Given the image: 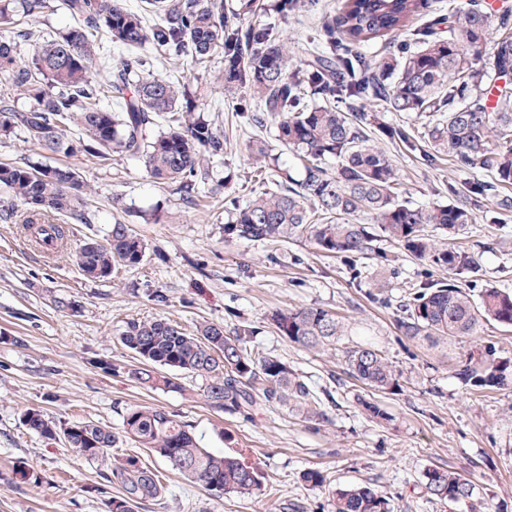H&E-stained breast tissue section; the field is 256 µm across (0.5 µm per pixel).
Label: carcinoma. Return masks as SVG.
<instances>
[{"mask_svg": "<svg viewBox=\"0 0 512 512\" xmlns=\"http://www.w3.org/2000/svg\"><path fill=\"white\" fill-rule=\"evenodd\" d=\"M315 2L275 0L260 8L256 0H239L230 11L224 0H141L135 9L122 0H59L71 24L46 41L37 24L47 0H0V135H20L44 156L141 160L153 182L169 188L179 204L195 208L203 194L234 181V174L221 177L214 169L224 158V129L204 115L191 81L154 71L148 54L194 68L208 67L220 54L222 97L235 102L249 126H275L276 140L292 154V165L285 167L269 145H249L254 170L268 174L274 188L244 203L225 193L232 214L225 235L263 243L302 237L325 253L352 259L373 250L375 225L445 274L409 293L397 319L403 336L436 343L473 336L484 321L512 326V291L489 286L474 300L462 278L480 272L478 259L435 236L474 223L480 208L512 205L501 195L512 185V16L496 17L479 0H465L452 16H436L410 33L408 22L423 0H339L337 23L325 28L324 45L295 64L269 13L286 20L294 8ZM379 39L387 42L384 53H362ZM107 42L122 49L114 64L101 61ZM24 46L32 49L27 62L20 58ZM16 92L25 105L17 104ZM376 102L389 112L426 119L425 156H446L461 169L482 167L493 179L470 182L464 191L450 184V200L427 208L407 200L390 153L371 142L365 127L375 125L390 142H407L409 135L379 122ZM163 120L167 129L147 139L146 131ZM70 126L78 139L65 137ZM0 189L6 193L0 218L18 219L32 242L52 241L56 253L67 246L69 225L91 223L87 186L71 166L1 163ZM18 201L27 205L20 215ZM147 250V242L118 219L106 238L88 239L75 262L86 278L105 281L123 267L140 265ZM270 324L309 351L334 346L348 332L336 313L314 307L276 311ZM252 336L247 325L230 333L206 322L190 333L169 319L152 318L128 321L120 342L137 361L128 375L147 388L180 389L181 377H199L211 404L228 414L249 417L261 404L277 403L305 421H328L303 377L278 357L247 346ZM344 364L375 392L400 388V375L372 344L347 348ZM457 378L476 390L512 386V359L480 347L470 352ZM358 404L377 423L393 421L372 399L360 397ZM22 423L85 460L107 462V481L121 487L108 512H136L165 492L139 457L115 452L119 436L106 426L59 425L32 408ZM122 433L218 496L262 491L256 467L235 454L201 447L176 414L133 407ZM422 477L429 497L467 501L474 512L481 510L483 488L460 472L433 467ZM328 494L329 512H394L388 496L365 484L338 485Z\"/></svg>", "mask_w": 512, "mask_h": 512, "instance_id": "1", "label": "carcinoma"}]
</instances>
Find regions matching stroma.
Returning a JSON list of instances; mask_svg holds the SVG:
<instances>
[{
	"label": "stroma",
	"instance_id": "stroma-1",
	"mask_svg": "<svg viewBox=\"0 0 512 512\" xmlns=\"http://www.w3.org/2000/svg\"><path fill=\"white\" fill-rule=\"evenodd\" d=\"M334 0L291 14L281 30L304 58L319 46ZM202 89L206 110L221 111L230 145L223 170L236 175L240 199L262 191L267 180L253 174L246 145L260 138L274 143V128L249 127L231 103L222 100L204 70L188 71ZM399 170L401 189L416 203L446 200L449 185L490 180L482 168L462 170L442 158L386 143ZM16 136L0 138V163L41 160ZM46 164L74 167L90 190V223L76 224L70 255H45L0 220V512H108L118 492L105 479L107 466L77 458L61 442L45 440L21 423L23 413L40 409L64 423L93 420L120 432L128 409L151 405L189 424L202 447L240 452L263 474L264 490L247 497H215L188 482L163 458L122 439V453L140 457L156 470L165 494L143 502L137 512H327L322 489L307 486L305 470H323L336 485L368 483L389 496L397 512H471L465 503L428 499L420 479L425 469L449 468L469 475L484 489L485 512H512V389L475 393L456 372L474 345L494 346L512 357V327L483 323L477 334L432 346L400 334L397 318L411 288L428 280L429 266L386 240L359 260L326 254L306 239L268 243L224 235L231 215L223 195H208L197 208L177 204L154 183L142 162L114 158L107 163L76 155L43 158ZM122 198L125 212L113 210ZM474 224L458 235L438 232L440 241L475 254L481 265L472 293L492 285L512 290V210H478ZM123 221L145 238L149 250L136 267L112 280L84 277L73 257L86 237H104ZM167 296L155 301V291ZM63 296L72 308H57ZM315 307L346 317L350 331L336 350L308 352L271 328L276 309ZM166 317L186 329L203 322L253 328V345L279 357L303 376L322 400L329 419L314 425L285 407L266 404L250 417L215 409L205 383L186 378L172 391H151L134 383L125 368L133 358L119 342L126 321ZM371 342L400 373L392 394L371 392L343 371L347 347ZM117 364L114 372L97 359ZM371 397L394 417L372 422L357 403ZM34 468L40 483L22 482L18 466Z\"/></svg>",
	"mask_w": 512,
	"mask_h": 512
}]
</instances>
